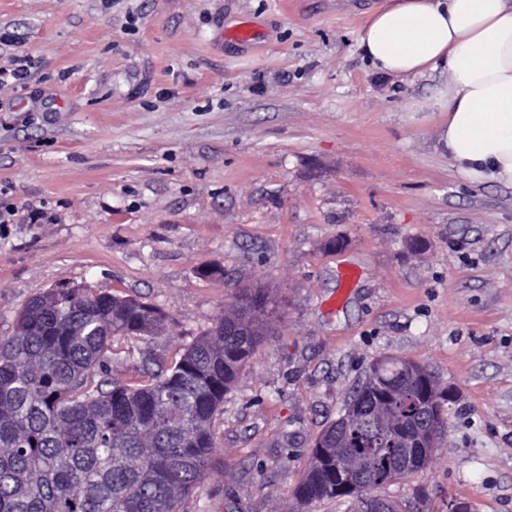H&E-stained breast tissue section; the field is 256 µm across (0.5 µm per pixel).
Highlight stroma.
Wrapping results in <instances>:
<instances>
[{
  "instance_id": "35a3bbf8",
  "label": "stroma",
  "mask_w": 512,
  "mask_h": 512,
  "mask_svg": "<svg viewBox=\"0 0 512 512\" xmlns=\"http://www.w3.org/2000/svg\"><path fill=\"white\" fill-rule=\"evenodd\" d=\"M392 0H0V334L66 282L148 302L180 356L237 286L281 309L224 399L189 512H351L298 503L315 437L395 355L449 392L430 465L379 489L403 512H512V186L475 182L423 109L447 78L376 70ZM251 25L256 43L231 39ZM358 267L354 284L342 267ZM29 58L28 55H17L11 60L10 68H0V84H18L25 87L29 76Z\"/></svg>"
}]
</instances>
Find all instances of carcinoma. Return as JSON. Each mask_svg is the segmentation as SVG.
Here are the masks:
<instances>
[{
  "label": "carcinoma",
  "mask_w": 512,
  "mask_h": 512,
  "mask_svg": "<svg viewBox=\"0 0 512 512\" xmlns=\"http://www.w3.org/2000/svg\"><path fill=\"white\" fill-rule=\"evenodd\" d=\"M279 304L237 289L178 359L113 374L116 336L166 333L154 305L91 284L30 298L0 336V512H188L220 433L224 396ZM447 398L406 358L376 361L315 440L295 498H373L424 469L448 427Z\"/></svg>",
  "instance_id": "carcinoma-1"
}]
</instances>
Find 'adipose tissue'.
<instances>
[{"mask_svg": "<svg viewBox=\"0 0 512 512\" xmlns=\"http://www.w3.org/2000/svg\"><path fill=\"white\" fill-rule=\"evenodd\" d=\"M361 42L387 75L446 70L426 105L448 115L439 139L449 161L512 185V0H397Z\"/></svg>", "mask_w": 512, "mask_h": 512, "instance_id": "obj_1", "label": "adipose tissue"}]
</instances>
